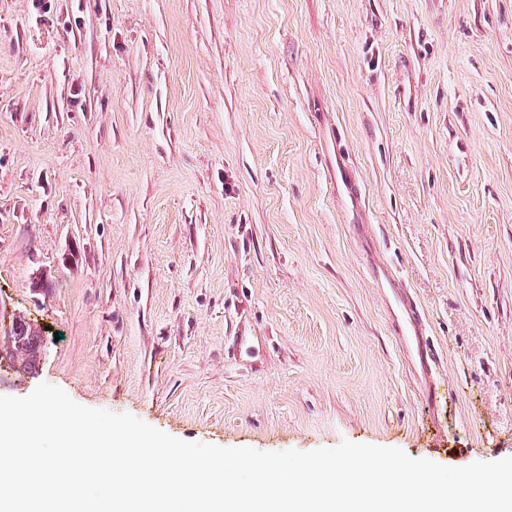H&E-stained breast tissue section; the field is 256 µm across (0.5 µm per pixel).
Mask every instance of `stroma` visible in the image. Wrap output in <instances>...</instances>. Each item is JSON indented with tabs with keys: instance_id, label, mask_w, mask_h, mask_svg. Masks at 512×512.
<instances>
[{
	"instance_id": "35a3bbf8",
	"label": "stroma",
	"mask_w": 512,
	"mask_h": 512,
	"mask_svg": "<svg viewBox=\"0 0 512 512\" xmlns=\"http://www.w3.org/2000/svg\"><path fill=\"white\" fill-rule=\"evenodd\" d=\"M20 318L0 396L512 457V0H0V349ZM400 300L404 318L407 322L409 332L412 334V349L416 353L422 368L428 371L438 363V353L431 348L429 344L425 343L422 338L418 337L419 335L415 326L420 325L422 320L416 303L406 294L401 295ZM11 347L6 355L13 362H19L25 373H30L38 361L37 353L41 351V337L27 322L19 320L10 336Z\"/></svg>"
}]
</instances>
